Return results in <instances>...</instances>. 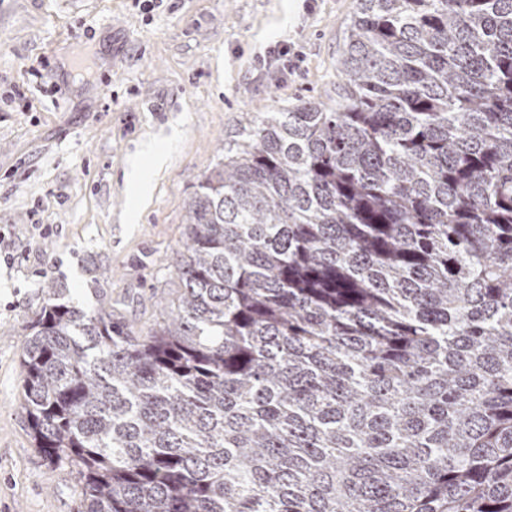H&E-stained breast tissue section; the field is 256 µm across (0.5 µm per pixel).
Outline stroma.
I'll return each mask as SVG.
<instances>
[{
    "label": "stroma",
    "instance_id": "35a3bbf8",
    "mask_svg": "<svg viewBox=\"0 0 512 512\" xmlns=\"http://www.w3.org/2000/svg\"><path fill=\"white\" fill-rule=\"evenodd\" d=\"M357 0H0V230L19 255L0 263V512H81L67 466L35 447L20 409V354L44 303L64 283L82 307L150 334L178 283L186 204L222 145L257 112L334 101L337 61ZM291 46L293 69L266 67ZM134 207L125 171L143 144ZM49 224L52 235L38 227Z\"/></svg>",
    "mask_w": 512,
    "mask_h": 512
}]
</instances>
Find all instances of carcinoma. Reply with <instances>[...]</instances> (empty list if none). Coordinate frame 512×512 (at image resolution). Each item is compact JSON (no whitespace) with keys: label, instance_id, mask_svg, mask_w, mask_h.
<instances>
[{"label":"carcinoma","instance_id":"cac0c4a2","mask_svg":"<svg viewBox=\"0 0 512 512\" xmlns=\"http://www.w3.org/2000/svg\"><path fill=\"white\" fill-rule=\"evenodd\" d=\"M339 68L200 180L150 335L45 283L84 512H512V0H357Z\"/></svg>","mask_w":512,"mask_h":512}]
</instances>
